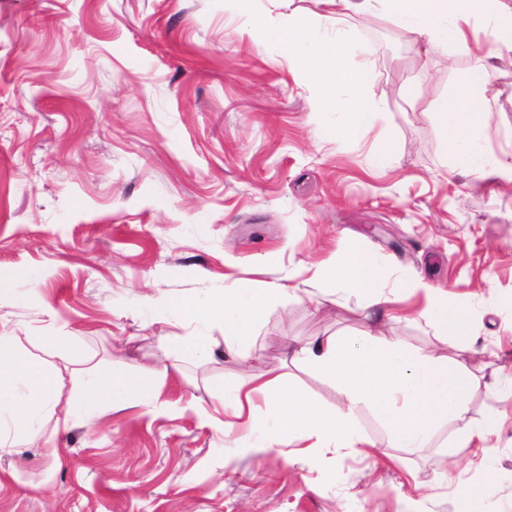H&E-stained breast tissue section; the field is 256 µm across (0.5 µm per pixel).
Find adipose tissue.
I'll return each instance as SVG.
<instances>
[{"mask_svg":"<svg viewBox=\"0 0 512 512\" xmlns=\"http://www.w3.org/2000/svg\"><path fill=\"white\" fill-rule=\"evenodd\" d=\"M320 12L317 22L292 12L279 48L295 60L308 76L325 105L343 110V122L327 128L328 136L359 138L379 118L360 97L365 71L354 64L358 45L337 23L352 12L381 13L409 34L422 38L418 53L421 66H428L438 40L467 44L476 23L486 26L488 47L458 80L448 100L432 114L441 131L450 161L471 175L472 187L501 174L512 176V163L489 156L480 141L482 116L489 110L487 93L504 65L512 64V9L502 0H314ZM350 89L347 101L336 91ZM395 260L357 244H349L332 265L319 268L317 278L334 285L332 301H313L315 312L328 305L343 306L356 299L366 326L356 334L319 336L295 351V362L332 379L339 404L327 410L293 386L285 372L272 367L264 373L235 383L224 408L229 415L224 429L253 424L263 418L268 425L265 443L285 448L298 439L316 448L364 447L353 419L361 407L371 408L390 427L392 448H420L442 423L461 426L468 448H490L499 438L496 423L470 424V388L478 378L466 365L473 338L466 329L463 312L448 302L447 292L432 287L423 277L412 275L387 284L386 272L395 270ZM294 287L279 280L263 288L238 282L225 288L219 298L199 296L161 298L159 313L177 311L189 323L219 324L224 344L239 358H257L255 330L268 308ZM410 298L423 302L421 318L443 336L452 338L456 354L448 358L420 354L398 339L380 338L378 332L400 319L399 305ZM12 332L0 331V452L18 447L39 434L44 421L52 419L60 385L40 362L20 360ZM160 372L151 367L113 377L112 369L100 366L88 372L80 391L70 396L62 426L87 424L101 407L124 410L140 405L145 392L158 387Z\"/></svg>","mask_w":512,"mask_h":512,"instance_id":"adipose-tissue-1","label":"adipose tissue"}]
</instances>
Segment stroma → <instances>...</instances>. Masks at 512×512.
<instances>
[{
  "label": "stroma",
  "instance_id": "1",
  "mask_svg": "<svg viewBox=\"0 0 512 512\" xmlns=\"http://www.w3.org/2000/svg\"><path fill=\"white\" fill-rule=\"evenodd\" d=\"M255 0V43L233 0H0V272L15 294L0 301V330L20 358L60 370L63 400L86 369L155 366L168 407L104 410L90 425L54 430L0 456V512H512V398L472 391L474 422L500 417L489 466L474 463L441 425L424 448H391L369 408L354 417L365 448L263 447V422L231 433L216 419L225 383L283 367L317 403L334 383L292 361L295 345L362 329L354 309L312 313L291 298L257 327L250 363L226 351L222 329L185 323L152 306L163 293L222 295L289 279L317 291L311 268L346 244L393 256L464 309L476 341L467 365L512 376V183L479 190L442 165L431 111L485 47L439 46L420 69L414 37L380 14L342 28L363 47V101L380 118L356 140L333 139L338 110L278 49L289 7ZM484 150L512 153V67L496 81ZM394 161L372 164L380 148ZM208 337L207 359L181 356L176 337ZM408 347L455 351L425 321L390 324ZM81 342L71 362L55 339ZM52 440L57 453L45 455Z\"/></svg>",
  "mask_w": 512,
  "mask_h": 512
}]
</instances>
